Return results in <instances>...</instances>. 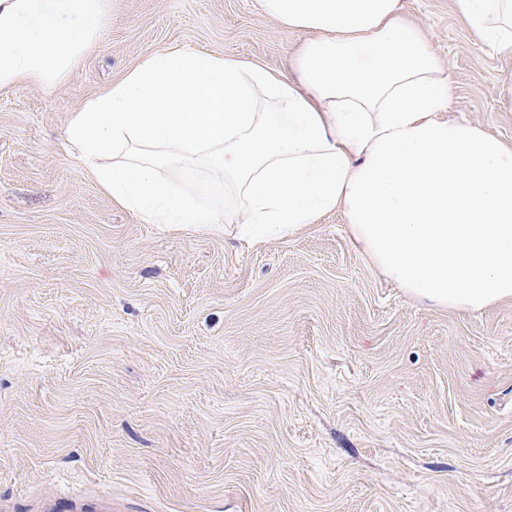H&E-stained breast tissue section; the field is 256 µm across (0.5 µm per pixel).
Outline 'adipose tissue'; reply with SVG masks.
<instances>
[{
    "label": "adipose tissue",
    "instance_id": "obj_1",
    "mask_svg": "<svg viewBox=\"0 0 512 512\" xmlns=\"http://www.w3.org/2000/svg\"><path fill=\"white\" fill-rule=\"evenodd\" d=\"M305 33L290 72L173 47L72 112L64 139L147 224H220L162 167L203 162L252 242L342 212L352 242L407 294L477 311L512 299V143L448 120L445 63L399 0H257ZM484 47L512 52V0H457ZM111 0H0V89L57 87Z\"/></svg>",
    "mask_w": 512,
    "mask_h": 512
}]
</instances>
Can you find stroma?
Returning a JSON list of instances; mask_svg holds the SVG:
<instances>
[{
  "label": "stroma",
  "mask_w": 512,
  "mask_h": 512,
  "mask_svg": "<svg viewBox=\"0 0 512 512\" xmlns=\"http://www.w3.org/2000/svg\"><path fill=\"white\" fill-rule=\"evenodd\" d=\"M449 118L512 141V53L400 0ZM256 0H112L53 90L0 89V512H512V300L407 295L341 213L257 244L146 224L60 145L150 50L288 71ZM224 205L200 165L163 168Z\"/></svg>",
  "instance_id": "obj_1"
}]
</instances>
